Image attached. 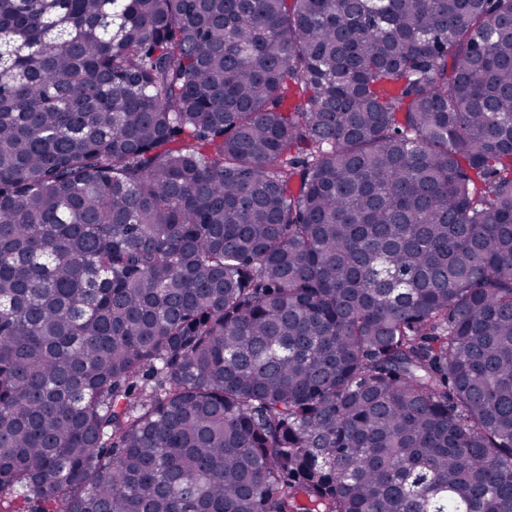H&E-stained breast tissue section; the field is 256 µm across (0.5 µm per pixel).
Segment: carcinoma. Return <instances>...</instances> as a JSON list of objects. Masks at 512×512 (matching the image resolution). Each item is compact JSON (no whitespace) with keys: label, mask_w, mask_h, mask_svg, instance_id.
Listing matches in <instances>:
<instances>
[{"label":"carcinoma","mask_w":512,"mask_h":512,"mask_svg":"<svg viewBox=\"0 0 512 512\" xmlns=\"http://www.w3.org/2000/svg\"><path fill=\"white\" fill-rule=\"evenodd\" d=\"M0 512H512V0H0Z\"/></svg>","instance_id":"1"}]
</instances>
